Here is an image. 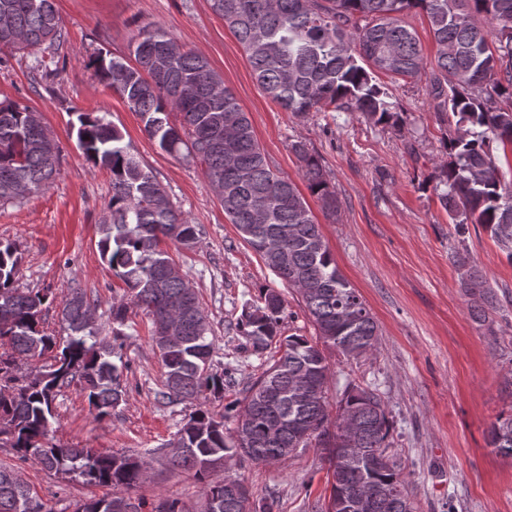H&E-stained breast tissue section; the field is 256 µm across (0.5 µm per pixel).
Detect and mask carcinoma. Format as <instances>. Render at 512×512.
I'll list each match as a JSON object with an SVG mask.
<instances>
[{"label": "carcinoma", "mask_w": 512, "mask_h": 512, "mask_svg": "<svg viewBox=\"0 0 512 512\" xmlns=\"http://www.w3.org/2000/svg\"><path fill=\"white\" fill-rule=\"evenodd\" d=\"M242 45L252 74L267 96L287 112H357L377 124L400 130L387 90L374 74L393 78L426 77L441 123L455 118L445 141L446 159L433 179L441 206L458 233L478 224L512 258V186L499 176L498 153L512 151V0H210ZM426 14L436 45L434 60L424 56L416 33L401 15ZM485 18L481 27L475 16ZM64 34L54 0H0V41L18 51L60 45ZM134 62L98 53L89 60L100 80L118 93L143 123V130L171 155L204 167L224 214L240 236L274 269L288 257V287L301 297L324 344L349 357L375 347L378 325L365 302L342 275L305 198L295 183L278 175L260 147L252 122L235 96L202 56L184 49L154 24L139 25L131 39ZM181 115L180 124L170 114ZM77 138L86 160L112 178L109 215L99 224L102 260L127 293L112 299V329L104 335L91 321L95 310L85 290L69 289L60 320L67 335L43 329L48 293L16 286L22 253L0 241V445L16 450L50 474L68 475L111 497L91 496L76 512H114L119 492L136 487L148 462L135 453L97 452L48 442L54 404L65 388L86 393L95 418L112 417L125 397L119 340L129 310L151 318L152 342L164 367L159 395L170 403L205 392L224 396V375L213 371V344L207 315L196 291L160 248L168 238L185 247L199 243L197 225L188 224L165 188L143 167L123 134L93 112L77 116ZM310 194L321 210L338 213L340 201L319 158L301 141L291 144ZM61 150L40 113L27 105L0 102V205L24 199L51 184ZM476 315L492 306L495 295L478 270L453 256ZM261 303L242 311L236 326L256 352L278 344L279 356L231 403L237 425L248 433L241 445L224 435V415L198 409L168 448L175 467L195 470L206 481V510L219 501L220 512H242V501L210 478L209 466L226 458L282 463L316 441L328 463V503L364 478L377 494L409 492L408 476L389 453L391 424L381 399L350 387L338 415L358 414L363 447L386 451L377 469L362 458L344 459L339 425L328 426L325 387L330 366L319 345L304 336H280L284 301L273 289ZM50 360L30 371L19 357ZM489 444L512 457V412L497 417ZM0 512H43L42 503L10 467L0 466Z\"/></svg>", "instance_id": "cac0c4a2"}]
</instances>
